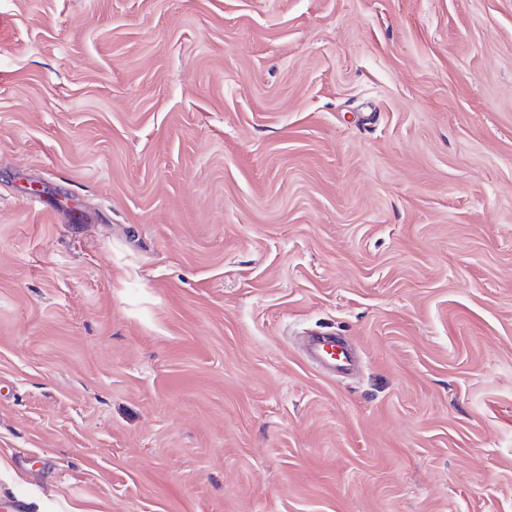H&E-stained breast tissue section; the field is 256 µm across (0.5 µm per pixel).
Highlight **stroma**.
<instances>
[{"label": "stroma", "mask_w": 512, "mask_h": 512, "mask_svg": "<svg viewBox=\"0 0 512 512\" xmlns=\"http://www.w3.org/2000/svg\"><path fill=\"white\" fill-rule=\"evenodd\" d=\"M0 458V512H512V0H0ZM317 341L316 351L322 358L331 361L337 370L348 367L350 361L348 353L342 345H336L335 339L323 337Z\"/></svg>", "instance_id": "35a3bbf8"}]
</instances>
